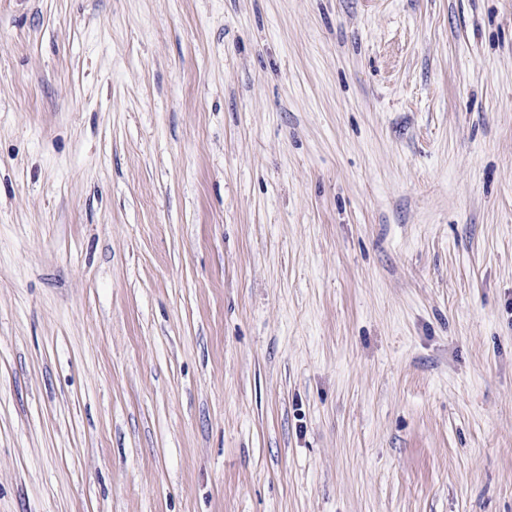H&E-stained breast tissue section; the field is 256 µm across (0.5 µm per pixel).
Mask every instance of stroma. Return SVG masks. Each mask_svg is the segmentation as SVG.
I'll use <instances>...</instances> for the list:
<instances>
[{
	"mask_svg": "<svg viewBox=\"0 0 512 512\" xmlns=\"http://www.w3.org/2000/svg\"><path fill=\"white\" fill-rule=\"evenodd\" d=\"M0 512H512V0H0Z\"/></svg>",
	"mask_w": 512,
	"mask_h": 512,
	"instance_id": "obj_1",
	"label": "stroma"
}]
</instances>
